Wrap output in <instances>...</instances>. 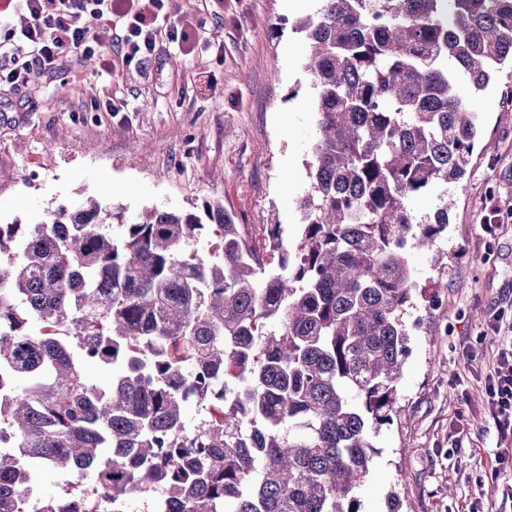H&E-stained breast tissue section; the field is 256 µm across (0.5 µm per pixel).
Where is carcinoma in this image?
<instances>
[{
    "instance_id": "cac0c4a2",
    "label": "carcinoma",
    "mask_w": 512,
    "mask_h": 512,
    "mask_svg": "<svg viewBox=\"0 0 512 512\" xmlns=\"http://www.w3.org/2000/svg\"><path fill=\"white\" fill-rule=\"evenodd\" d=\"M318 2L294 24L317 114L294 244L265 224L251 246L208 201L128 222L91 197L0 224V512H86L75 484L34 497L39 469L119 508L155 478L173 512H361L406 364L408 248L453 208L410 202L464 178L472 101L512 64V0Z\"/></svg>"
}]
</instances>
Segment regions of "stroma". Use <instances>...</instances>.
<instances>
[{
    "label": "stroma",
    "mask_w": 512,
    "mask_h": 512,
    "mask_svg": "<svg viewBox=\"0 0 512 512\" xmlns=\"http://www.w3.org/2000/svg\"><path fill=\"white\" fill-rule=\"evenodd\" d=\"M169 11L190 14L192 52L165 44L142 67L118 64L107 76L67 65L25 94L0 89L1 224L90 196L129 219L214 199L252 236L276 222L295 240L316 137L298 11L289 0H224L220 18L205 0H171ZM199 71L214 91L195 90ZM111 96L126 111L96 109ZM475 106L481 133L465 179L448 188V235L409 251L410 352L397 413L357 490L363 512H387L393 492L404 512H512V462L497 461L484 387L512 346V70ZM489 194L507 213L492 237L481 227ZM496 308L506 311L497 332L486 324Z\"/></svg>",
    "instance_id": "1"
}]
</instances>
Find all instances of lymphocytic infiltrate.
<instances>
[{"label": "lymphocytic infiltrate", "instance_id": "obj_1", "mask_svg": "<svg viewBox=\"0 0 512 512\" xmlns=\"http://www.w3.org/2000/svg\"><path fill=\"white\" fill-rule=\"evenodd\" d=\"M26 22L10 28L12 14ZM97 27L86 25V18ZM121 27L123 65L142 64L160 43L184 46L194 34L173 20L165 0H0V86L26 92L32 71L51 72L66 59L112 70V46L105 31ZM487 405L501 441L512 443V349L499 352L487 375Z\"/></svg>", "mask_w": 512, "mask_h": 512}]
</instances>
